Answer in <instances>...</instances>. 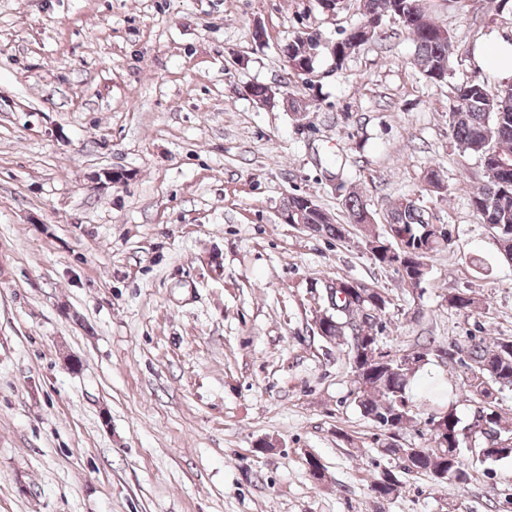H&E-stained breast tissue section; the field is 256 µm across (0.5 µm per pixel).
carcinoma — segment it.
Masks as SVG:
<instances>
[{
	"instance_id": "carcinoma-1",
	"label": "carcinoma",
	"mask_w": 512,
	"mask_h": 512,
	"mask_svg": "<svg viewBox=\"0 0 512 512\" xmlns=\"http://www.w3.org/2000/svg\"><path fill=\"white\" fill-rule=\"evenodd\" d=\"M414 0H356L362 19L394 16L402 23L414 45V64L431 83L449 77L450 55L455 36L436 22L429 10L417 11ZM384 27L362 26L344 29L336 46L323 49L311 38L298 34L288 42V74L303 76L314 72L322 51L332 58L335 68L362 46L381 38ZM451 138L464 154L479 159L487 181L472 194L471 206L480 221L489 226L503 258L512 261V82L491 86L475 78L454 88L448 112ZM306 196L292 194L288 210L304 209L305 228L320 236L341 238L343 226L334 224L320 205L303 207ZM349 224L369 225L368 204L350 192L344 200ZM453 232L447 224H432L425 210L415 202L392 206L384 233H369L366 240L372 258L394 269L401 282L414 289L421 287L429 274L428 260L451 245ZM339 288L351 289L348 297L332 296L325 316L316 321L324 325L320 337L345 340L351 368L352 402L363 417L383 432L378 444L381 453L403 463L408 473H424L438 483L466 485L470 472L463 460V449L475 448L483 461L512 458V423L496 407L498 395L512 390V336L471 335L463 344L436 348L438 357L454 360L463 368L461 387L476 403L472 420L464 425L456 412L442 409L428 418L427 444L414 456L395 443L394 436L416 422L415 404L409 385L418 371L429 363L430 352L414 350L397 359L376 360L374 351L383 345L384 317L391 304L389 294L380 288L348 278L336 281ZM480 301L473 295L457 292L448 296V306L472 313ZM401 483L390 469L383 470L370 485L376 499L399 493Z\"/></svg>"
}]
</instances>
